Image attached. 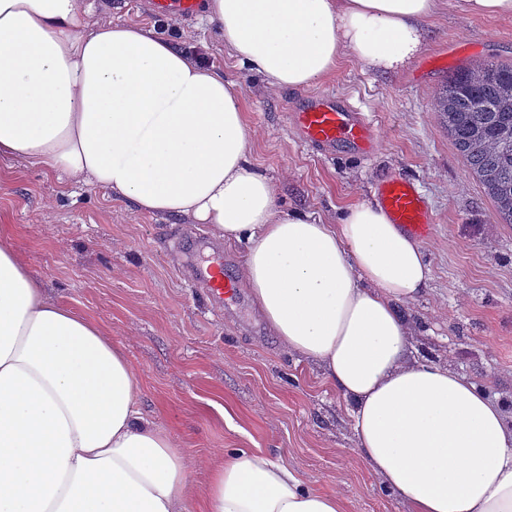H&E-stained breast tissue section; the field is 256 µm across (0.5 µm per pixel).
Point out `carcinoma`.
I'll list each match as a JSON object with an SVG mask.
<instances>
[{
  "instance_id": "carcinoma-1",
  "label": "carcinoma",
  "mask_w": 512,
  "mask_h": 512,
  "mask_svg": "<svg viewBox=\"0 0 512 512\" xmlns=\"http://www.w3.org/2000/svg\"><path fill=\"white\" fill-rule=\"evenodd\" d=\"M434 111L495 204L512 224V62L466 63L448 75Z\"/></svg>"
}]
</instances>
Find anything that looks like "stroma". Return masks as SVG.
I'll use <instances>...</instances> for the list:
<instances>
[{
	"instance_id": "stroma-1",
	"label": "stroma",
	"mask_w": 512,
	"mask_h": 512,
	"mask_svg": "<svg viewBox=\"0 0 512 512\" xmlns=\"http://www.w3.org/2000/svg\"><path fill=\"white\" fill-rule=\"evenodd\" d=\"M93 18L154 26L239 85L250 159L273 181L282 210L336 224L347 207L375 200L378 178L413 180L434 221L422 242L429 291L409 307L413 343L503 401L512 424V224L496 223L432 107L460 65L512 62V21L468 17L457 0H439L422 51L404 68L367 69L345 48L316 85L274 91L227 54L205 18L170 25L147 0H96ZM319 93L368 116L376 150L304 146L287 115ZM0 227L52 299L125 345L143 381V416L195 462L193 493L209 464L251 448L297 470L310 489L340 493L344 512H409L359 460L345 400L318 366L280 345L247 285L230 312L188 287L182 252L208 260L216 242L208 225L144 214L98 188L0 161Z\"/></svg>"
}]
</instances>
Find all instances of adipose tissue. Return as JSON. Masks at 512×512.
I'll return each mask as SVG.
<instances>
[{
    "mask_svg": "<svg viewBox=\"0 0 512 512\" xmlns=\"http://www.w3.org/2000/svg\"><path fill=\"white\" fill-rule=\"evenodd\" d=\"M438 0H208L207 18L273 90L311 87L342 49L382 71L422 50ZM89 0H0V160L41 166L149 215L247 242L240 278L278 341L347 401L359 456L411 512H512V427L472 380L411 357L421 245L378 204L340 223L282 212L252 170L242 97L151 28L90 22ZM124 346L52 300L0 237V512H343L250 449L189 463L139 411Z\"/></svg>",
    "mask_w": 512,
    "mask_h": 512,
    "instance_id": "ef3b65f1",
    "label": "adipose tissue"
}]
</instances>
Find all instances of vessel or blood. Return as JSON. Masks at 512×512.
<instances>
[{
    "label": "vessel or blood",
    "mask_w": 512,
    "mask_h": 512,
    "mask_svg": "<svg viewBox=\"0 0 512 512\" xmlns=\"http://www.w3.org/2000/svg\"><path fill=\"white\" fill-rule=\"evenodd\" d=\"M201 6L202 0H150V7L158 16L176 12L192 18L198 15ZM291 121L301 142L319 151L346 143L367 152L374 145L370 120L324 93L315 95L302 111L292 113ZM375 190L393 223L423 239L431 234L433 221L413 181L399 174H390L377 181ZM192 280L216 305H223L237 295L235 284L224 275L222 247L214 248L208 265L193 273Z\"/></svg>",
    "instance_id": "vessel-or-blood-1"
}]
</instances>
